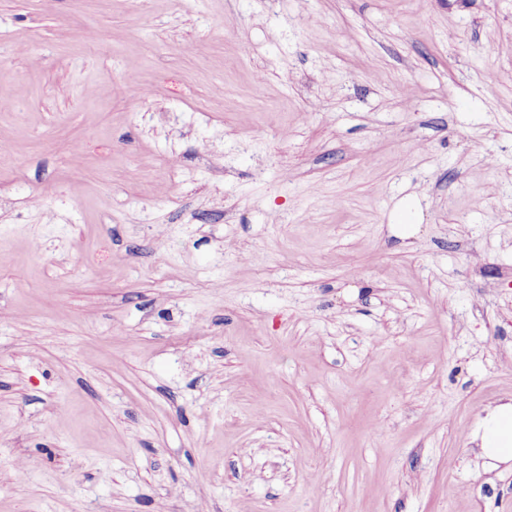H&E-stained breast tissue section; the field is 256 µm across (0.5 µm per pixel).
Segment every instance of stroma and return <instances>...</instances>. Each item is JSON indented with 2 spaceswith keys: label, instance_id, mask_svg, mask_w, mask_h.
<instances>
[{
  "label": "stroma",
  "instance_id": "obj_1",
  "mask_svg": "<svg viewBox=\"0 0 512 512\" xmlns=\"http://www.w3.org/2000/svg\"><path fill=\"white\" fill-rule=\"evenodd\" d=\"M1 98L0 512H512V0H0ZM474 439L489 464L512 461V401L493 408L482 420Z\"/></svg>",
  "mask_w": 512,
  "mask_h": 512
}]
</instances>
